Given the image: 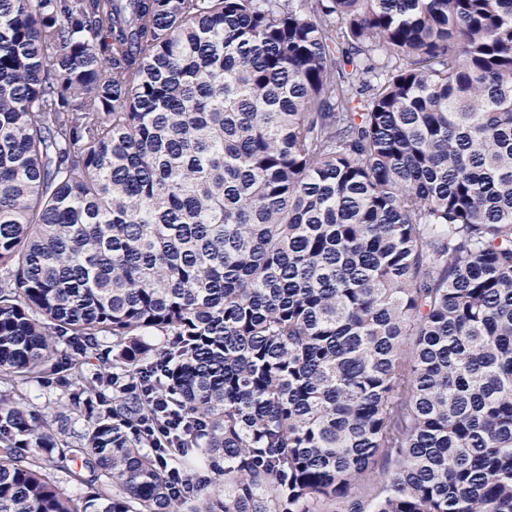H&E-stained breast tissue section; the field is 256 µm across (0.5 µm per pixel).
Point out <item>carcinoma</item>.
<instances>
[{"label": "carcinoma", "instance_id": "1", "mask_svg": "<svg viewBox=\"0 0 512 512\" xmlns=\"http://www.w3.org/2000/svg\"><path fill=\"white\" fill-rule=\"evenodd\" d=\"M0 512H512V0H0ZM52 377L43 382L23 384L17 392L32 406L42 408L62 397L64 393V389L58 386ZM138 426L139 431L145 436L161 435L168 441L181 438L192 427L191 422L180 409L169 406L168 403L166 405L159 403L157 399L152 401L151 410L138 423Z\"/></svg>", "mask_w": 512, "mask_h": 512}]
</instances>
